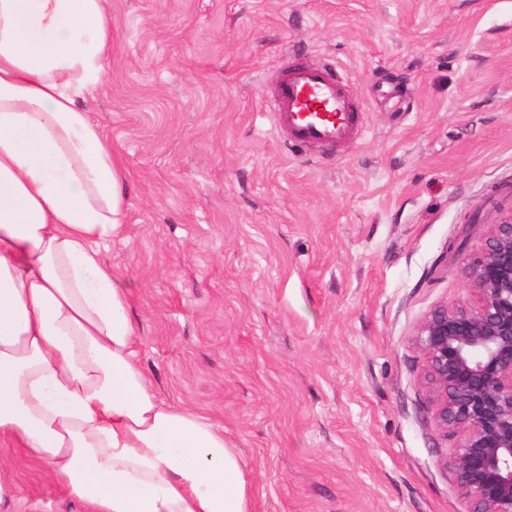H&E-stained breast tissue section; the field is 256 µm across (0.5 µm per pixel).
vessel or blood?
<instances>
[{
	"label": "vessel or blood",
	"mask_w": 512,
	"mask_h": 512,
	"mask_svg": "<svg viewBox=\"0 0 512 512\" xmlns=\"http://www.w3.org/2000/svg\"><path fill=\"white\" fill-rule=\"evenodd\" d=\"M269 110L292 143L325 147L349 141L358 118L356 103L340 78L302 65L283 74Z\"/></svg>",
	"instance_id": "vessel-or-blood-1"
}]
</instances>
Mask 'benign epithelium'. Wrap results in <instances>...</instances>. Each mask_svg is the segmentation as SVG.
<instances>
[{
    "label": "benign epithelium",
    "instance_id": "1",
    "mask_svg": "<svg viewBox=\"0 0 512 512\" xmlns=\"http://www.w3.org/2000/svg\"><path fill=\"white\" fill-rule=\"evenodd\" d=\"M472 307L434 308L414 342L439 428L461 435L447 467L470 512H512V216L463 260Z\"/></svg>",
    "mask_w": 512,
    "mask_h": 512
}]
</instances>
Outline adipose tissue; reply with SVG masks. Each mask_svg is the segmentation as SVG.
<instances>
[{"label":"adipose tissue","instance_id":"obj_1","mask_svg":"<svg viewBox=\"0 0 512 512\" xmlns=\"http://www.w3.org/2000/svg\"><path fill=\"white\" fill-rule=\"evenodd\" d=\"M111 54L108 0H0V436L86 512H253L223 429L142 368L102 256L124 169L82 103Z\"/></svg>","mask_w":512,"mask_h":512}]
</instances>
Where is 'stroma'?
Segmentation results:
<instances>
[{
  "mask_svg": "<svg viewBox=\"0 0 512 512\" xmlns=\"http://www.w3.org/2000/svg\"><path fill=\"white\" fill-rule=\"evenodd\" d=\"M85 102L121 159L139 360L222 427L254 512H468L414 343L474 298L465 254L512 215V0H110ZM345 70L352 140L294 147L290 66ZM11 512H81L0 440Z\"/></svg>",
  "mask_w": 512,
  "mask_h": 512,
  "instance_id": "obj_1",
  "label": "stroma"
}]
</instances>
